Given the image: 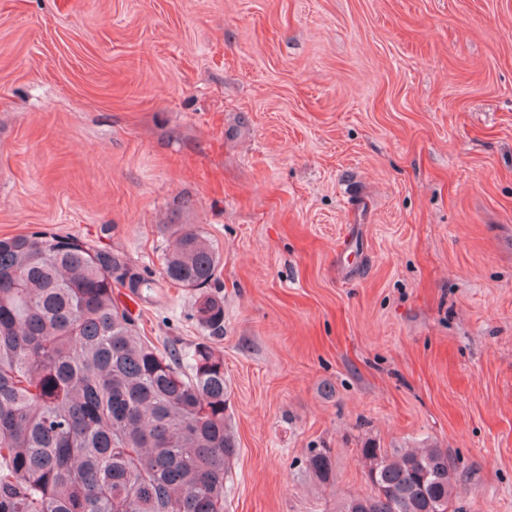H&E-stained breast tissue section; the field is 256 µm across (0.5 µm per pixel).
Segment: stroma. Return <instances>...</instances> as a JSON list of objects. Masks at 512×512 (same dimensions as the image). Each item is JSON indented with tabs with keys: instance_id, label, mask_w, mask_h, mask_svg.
Masks as SVG:
<instances>
[{
	"instance_id": "obj_1",
	"label": "stroma",
	"mask_w": 512,
	"mask_h": 512,
	"mask_svg": "<svg viewBox=\"0 0 512 512\" xmlns=\"http://www.w3.org/2000/svg\"><path fill=\"white\" fill-rule=\"evenodd\" d=\"M179 224L223 334L194 290L127 306L224 358V512H337L369 444L512 512V0H0V237L156 277ZM198 298L196 316L199 324L213 333L224 331L223 301L215 295L204 293ZM306 469L321 483H328L333 471L331 456L324 449L311 450L306 458Z\"/></svg>"
}]
</instances>
